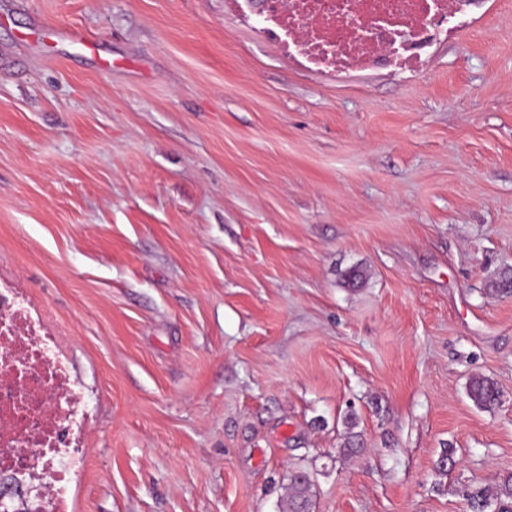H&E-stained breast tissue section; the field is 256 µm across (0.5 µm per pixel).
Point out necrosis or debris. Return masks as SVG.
I'll return each instance as SVG.
<instances>
[{
	"label": "necrosis or debris",
	"mask_w": 512,
	"mask_h": 512,
	"mask_svg": "<svg viewBox=\"0 0 512 512\" xmlns=\"http://www.w3.org/2000/svg\"><path fill=\"white\" fill-rule=\"evenodd\" d=\"M257 17L268 37L285 40L306 67L344 78L357 70L405 65L442 35L469 22L471 0H283ZM80 393L64 340L17 289L0 282V471L29 483L24 512H69L84 464L77 445Z\"/></svg>",
	"instance_id": "necrosis-or-debris-1"
}]
</instances>
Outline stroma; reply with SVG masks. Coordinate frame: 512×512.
<instances>
[{"mask_svg": "<svg viewBox=\"0 0 512 512\" xmlns=\"http://www.w3.org/2000/svg\"><path fill=\"white\" fill-rule=\"evenodd\" d=\"M473 16L339 82L233 0H0V277L69 338L70 512H283L296 469L312 512H465L512 473V0ZM469 397L480 408L491 410L498 405L500 390L497 383L485 376H474L468 384Z\"/></svg>", "mask_w": 512, "mask_h": 512, "instance_id": "1", "label": "stroma"}]
</instances>
